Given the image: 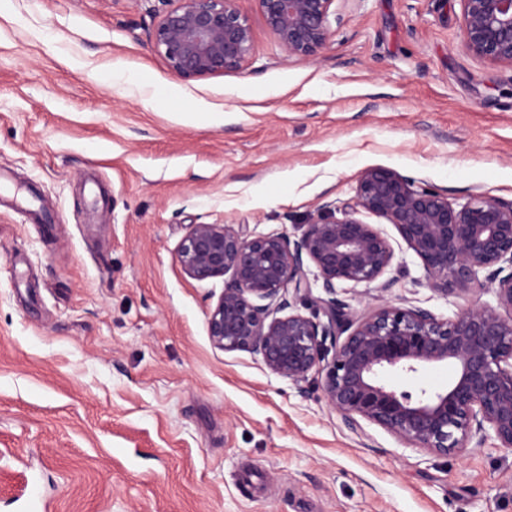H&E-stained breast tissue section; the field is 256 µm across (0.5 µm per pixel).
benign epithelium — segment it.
I'll use <instances>...</instances> for the list:
<instances>
[{
  "mask_svg": "<svg viewBox=\"0 0 512 512\" xmlns=\"http://www.w3.org/2000/svg\"><path fill=\"white\" fill-rule=\"evenodd\" d=\"M153 29L155 50L184 80L244 69L253 32L236 0H162ZM334 0H257L267 27L287 57H315L331 36ZM466 47L492 62L512 64V0H461ZM368 212L394 225L422 261L429 284L464 293L494 289L498 307L472 303L452 321L427 309L387 301L357 315L335 298L336 284H372L390 266L393 249ZM178 261L196 281L229 276L208 314L212 343L261 355L274 374L299 384L327 362L325 398L345 425L359 420L395 434L410 447L458 454L486 431L512 448V201L475 196L460 207L427 185L385 167L365 170L337 218L323 207L292 240L252 236L232 224H194ZM315 267L325 296L313 294L305 262ZM485 272L484 279L478 273ZM313 310L280 315L288 296ZM331 346H326V340ZM455 367L447 388L399 392L381 381L388 370L415 372L441 362Z\"/></svg>",
  "mask_w": 512,
  "mask_h": 512,
  "instance_id": "obj_1",
  "label": "benign epithelium"
}]
</instances>
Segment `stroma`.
I'll list each match as a JSON object with an SVG mask.
<instances>
[{
	"instance_id": "1",
	"label": "stroma",
	"mask_w": 512,
	"mask_h": 512,
	"mask_svg": "<svg viewBox=\"0 0 512 512\" xmlns=\"http://www.w3.org/2000/svg\"><path fill=\"white\" fill-rule=\"evenodd\" d=\"M245 69L184 81L163 0H0V512H512V448L443 456L216 348L223 279L186 276L191 225L298 238L386 167L453 205L512 200V65L465 46L460 0H334L327 47L285 57L256 0ZM388 301L443 320L394 225ZM446 362L387 374L446 388Z\"/></svg>"
}]
</instances>
